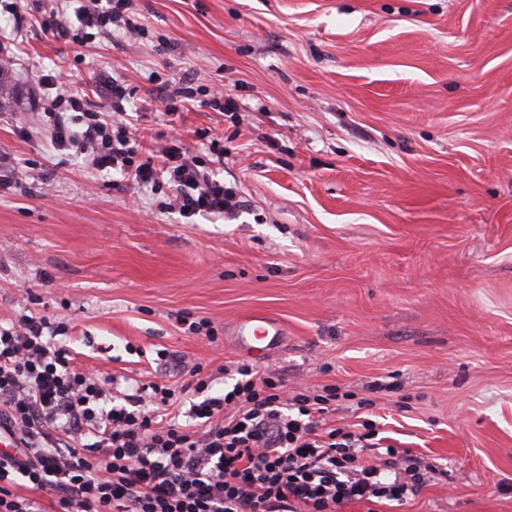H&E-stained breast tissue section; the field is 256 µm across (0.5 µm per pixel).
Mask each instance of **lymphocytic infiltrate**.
<instances>
[{
  "label": "lymphocytic infiltrate",
  "mask_w": 512,
  "mask_h": 512,
  "mask_svg": "<svg viewBox=\"0 0 512 512\" xmlns=\"http://www.w3.org/2000/svg\"><path fill=\"white\" fill-rule=\"evenodd\" d=\"M66 23L51 10L42 28L80 44L92 33L145 29L130 0H67ZM42 122L54 149L87 168L123 172L166 190L168 208L186 219L241 205L235 188L210 174L179 139L157 154L139 150L136 127L122 118L126 96L111 82V112L94 111L71 90L64 68L43 75ZM63 324L22 315L0 326V428L18 447L0 455V512H42L36 491H51L57 512H337L352 501L404 506L435 465L404 448L380 445L373 423L330 426L329 396L288 394L276 372L242 360L232 384L208 395L201 367L173 389L151 382L115 402L105 380L76 369L55 342ZM198 394L188 424L164 421L178 394ZM377 453L364 461L365 450Z\"/></svg>",
  "instance_id": "lymphocytic-infiltrate-1"
}]
</instances>
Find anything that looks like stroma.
I'll return each instance as SVG.
<instances>
[{
	"label": "stroma",
	"mask_w": 512,
	"mask_h": 512,
	"mask_svg": "<svg viewBox=\"0 0 512 512\" xmlns=\"http://www.w3.org/2000/svg\"><path fill=\"white\" fill-rule=\"evenodd\" d=\"M14 2L0 321L66 323L73 364L125 387L202 364L217 396L218 366L241 358L231 325L265 312L287 336L253 364L292 393L335 389L330 423L373 420L441 470L403 507L338 512H512V0H134L143 38L83 47ZM60 65L96 110L125 81L147 142L180 136L240 207L188 224L164 194L54 151L39 80ZM182 76L196 101L167 113L159 83ZM217 85L238 111L206 106Z\"/></svg>",
	"instance_id": "stroma-1"
}]
</instances>
